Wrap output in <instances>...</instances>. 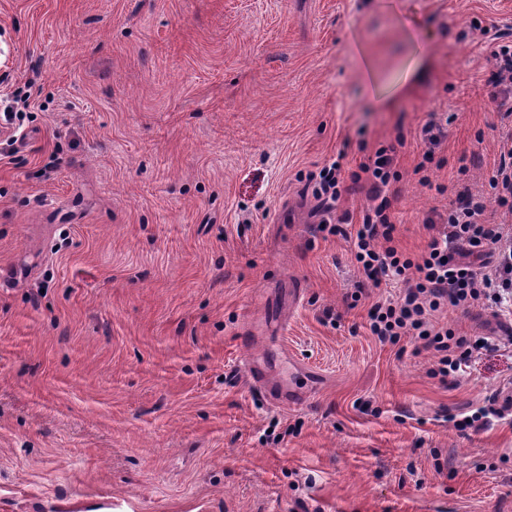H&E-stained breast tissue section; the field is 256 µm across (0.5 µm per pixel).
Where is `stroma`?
<instances>
[{
	"label": "stroma",
	"mask_w": 512,
	"mask_h": 512,
	"mask_svg": "<svg viewBox=\"0 0 512 512\" xmlns=\"http://www.w3.org/2000/svg\"><path fill=\"white\" fill-rule=\"evenodd\" d=\"M495 34L512 0H0V97L31 95L24 139L0 119V512H512V409L448 420L506 399L512 351L447 387L371 336L401 284L350 306L351 243L302 182L398 144L421 255L498 162ZM433 110L456 119L425 186Z\"/></svg>",
	"instance_id": "obj_1"
}]
</instances>
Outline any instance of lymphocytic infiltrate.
<instances>
[{"label": "lymphocytic infiltrate", "mask_w": 512, "mask_h": 512, "mask_svg": "<svg viewBox=\"0 0 512 512\" xmlns=\"http://www.w3.org/2000/svg\"><path fill=\"white\" fill-rule=\"evenodd\" d=\"M493 70L489 98L498 112L512 113V43L495 45L489 53ZM347 150L323 168L314 192L324 210L335 209L344 183L367 185L371 204L348 234L354 258L373 285L390 279L402 282L396 299L378 301L368 310L369 330L380 343L397 344L410 337L435 358L433 377H450L483 353L512 347V336L478 338L440 324L438 311L478 306L500 314L512 308V133L503 132L497 168L489 179L504 214L487 213L483 192L462 186L446 212L426 220L432 235L418 257L399 250L391 220L389 186L399 180L395 145L378 148L368 161L345 170Z\"/></svg>", "instance_id": "f902f5d3"}]
</instances>
